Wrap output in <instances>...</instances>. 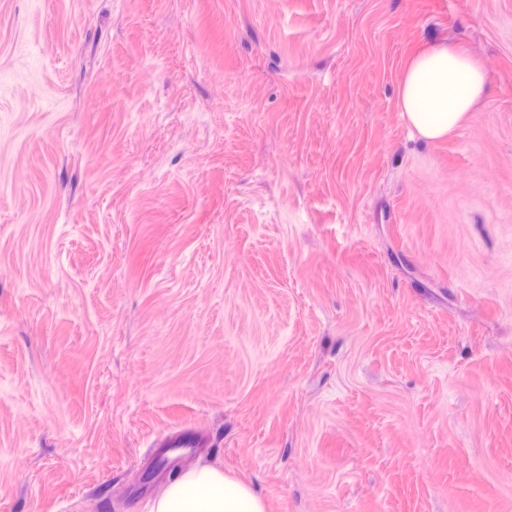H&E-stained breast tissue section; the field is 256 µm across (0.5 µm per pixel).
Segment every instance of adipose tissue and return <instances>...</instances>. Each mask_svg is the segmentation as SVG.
<instances>
[{"mask_svg":"<svg viewBox=\"0 0 512 512\" xmlns=\"http://www.w3.org/2000/svg\"><path fill=\"white\" fill-rule=\"evenodd\" d=\"M485 91L481 64L454 44L442 42L408 61L398 106L418 138L434 141L467 122ZM151 512H265V505L233 473L204 465L176 477L153 500Z\"/></svg>","mask_w":512,"mask_h":512,"instance_id":"ef3b65f1","label":"adipose tissue"}]
</instances>
